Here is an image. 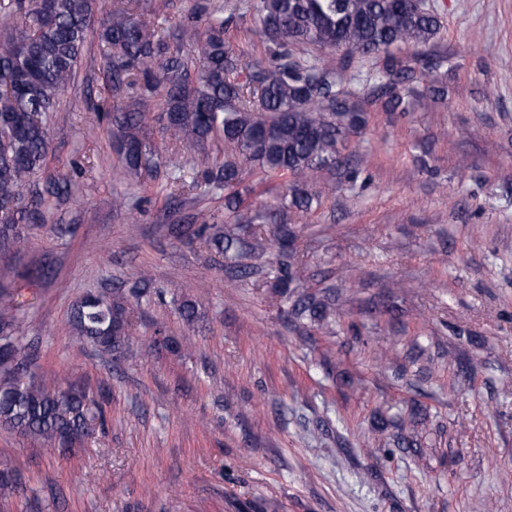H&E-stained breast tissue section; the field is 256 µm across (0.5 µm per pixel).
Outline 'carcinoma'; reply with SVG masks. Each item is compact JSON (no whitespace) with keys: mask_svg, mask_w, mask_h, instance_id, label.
I'll return each instance as SVG.
<instances>
[{"mask_svg":"<svg viewBox=\"0 0 512 512\" xmlns=\"http://www.w3.org/2000/svg\"><path fill=\"white\" fill-rule=\"evenodd\" d=\"M139 0H0V250L18 252L22 226L45 219L55 185L11 207L42 170L49 150L51 113L61 111L91 34L112 70V91L136 89L145 101L164 93L165 132L197 148L224 141V162L204 173L224 186V227L205 235L212 216L199 215V235L231 258L247 253L242 224H278L283 253L279 287L297 271L291 262L288 213H309L320 196L308 180L341 162L351 136L368 124L359 99L381 102L386 112H406L411 85L430 82L432 102L446 96L440 85L447 57L430 47L442 28L437 9L422 0H249L246 12L266 38L271 62L248 61L230 32L234 16L210 2L197 6L173 41L134 18ZM344 50L381 62L377 75L353 89L328 55ZM116 127L113 148L120 172L138 175L157 166L159 146L141 135L145 113L108 116ZM258 170L289 178L275 203L251 211L246 176ZM16 306L0 310V427L61 448L91 433L99 404L81 387L36 379L30 354L13 335ZM292 315L328 327L324 300L302 295ZM73 335L103 352L127 345L124 304L87 293L71 308Z\"/></svg>","mask_w":512,"mask_h":512,"instance_id":"1","label":"carcinoma"}]
</instances>
